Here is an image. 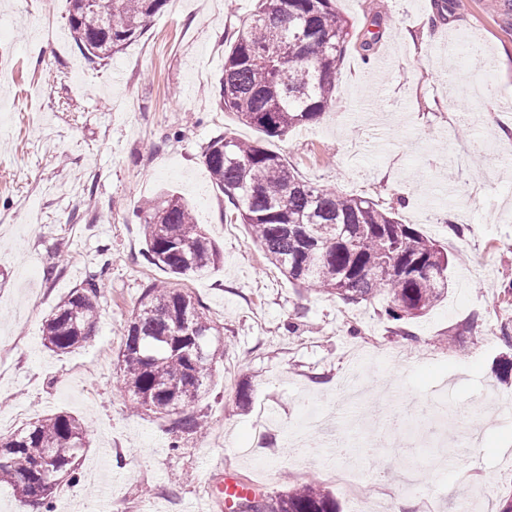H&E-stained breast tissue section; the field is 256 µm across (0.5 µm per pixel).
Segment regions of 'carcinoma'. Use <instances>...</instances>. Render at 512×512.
Segmentation results:
<instances>
[{
  "instance_id": "1",
  "label": "carcinoma",
  "mask_w": 512,
  "mask_h": 512,
  "mask_svg": "<svg viewBox=\"0 0 512 512\" xmlns=\"http://www.w3.org/2000/svg\"><path fill=\"white\" fill-rule=\"evenodd\" d=\"M168 0H68L75 46L89 61L105 60L142 36ZM351 25L335 0H257L230 38L219 105L269 138H280L336 106L334 80ZM213 184L250 239L293 286L359 304L389 298L383 316L399 335L448 288V253L413 224L365 197L300 179L282 156L257 142L218 132L204 147ZM144 259L171 276L148 283L126 327L121 389L136 412L169 420L171 431L196 435L205 415L191 410L205 391L220 333L202 302L178 280L214 265L218 251L196 224L191 205L174 194L144 210ZM105 270L89 274L42 323L44 345L58 354L82 347L97 332ZM88 425L69 413L37 418L0 436V484L14 488L20 508L54 512L60 481L42 470L51 459L65 481L80 480ZM268 512H339L336 497L310 482L272 499Z\"/></svg>"
}]
</instances>
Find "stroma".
Returning a JSON list of instances; mask_svg holds the SVG:
<instances>
[{
    "instance_id": "1",
    "label": "stroma",
    "mask_w": 512,
    "mask_h": 512,
    "mask_svg": "<svg viewBox=\"0 0 512 512\" xmlns=\"http://www.w3.org/2000/svg\"><path fill=\"white\" fill-rule=\"evenodd\" d=\"M256 0H182L112 58L87 62L68 29L67 0H0V343L11 348L0 379V435L36 417L67 412L89 426L81 479L55 498V512H218L209 492L226 470L274 497L316 481L354 512L327 468L347 458L294 463L292 427L309 410L332 415L340 385L363 371L367 417L350 441L372 435L386 410L420 417L440 395L481 412L477 444L406 447L388 440L357 458L356 475L385 473L378 499L407 512H455L473 484L474 512H500L512 493L511 395L499 366L512 348V9L490 0H337L355 33L336 73V107L283 138L221 111L216 86L227 41ZM377 39L367 42V32ZM413 33L406 41L405 33ZM484 46L494 66L476 65L463 41ZM280 153L304 181L367 197L417 225L450 259L448 292L396 335L385 297L356 305L299 292L224 210L203 149L216 131ZM185 197L219 259L181 280L221 330L209 389L197 404L204 437L178 436L167 419L127 411L118 359L144 286L168 280L146 264L140 211L160 194ZM463 224L455 236L447 218ZM54 278H46L48 266ZM97 335L59 355L41 326L57 303L100 267ZM417 467L429 494L409 498Z\"/></svg>"
}]
</instances>
